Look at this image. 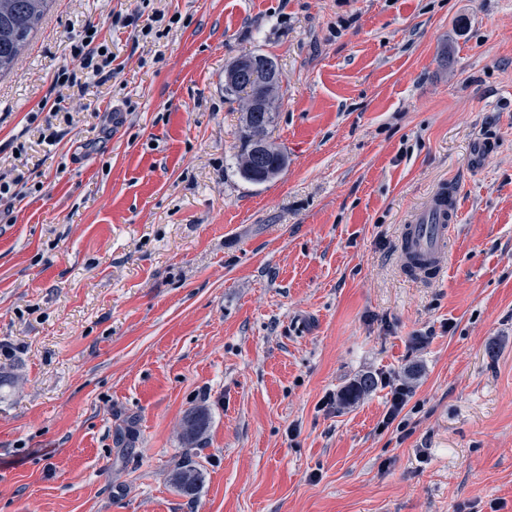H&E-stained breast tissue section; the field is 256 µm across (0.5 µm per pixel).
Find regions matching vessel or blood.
I'll return each mask as SVG.
<instances>
[{"label": "vessel or blood", "mask_w": 512, "mask_h": 512, "mask_svg": "<svg viewBox=\"0 0 512 512\" xmlns=\"http://www.w3.org/2000/svg\"><path fill=\"white\" fill-rule=\"evenodd\" d=\"M457 189L442 183L426 209L408 225L402 241L403 260L410 275L435 278L442 269V258L458 220Z\"/></svg>", "instance_id": "1"}]
</instances>
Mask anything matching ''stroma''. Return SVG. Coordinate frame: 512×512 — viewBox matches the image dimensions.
Listing matches in <instances>:
<instances>
[{
    "label": "stroma",
    "mask_w": 512,
    "mask_h": 512,
    "mask_svg": "<svg viewBox=\"0 0 512 512\" xmlns=\"http://www.w3.org/2000/svg\"><path fill=\"white\" fill-rule=\"evenodd\" d=\"M138 3L53 0L0 77V176L34 187L0 203V512H512V0H151L156 41L111 24ZM90 24L118 73L76 102ZM246 53L283 73L262 185ZM450 179L421 281L400 235ZM251 55L257 57L258 63L266 66L268 70L281 71L273 58L261 54ZM253 57L244 56L239 59L236 62L233 74L234 77H238L239 81L242 78L246 79L245 93L242 94L245 100L244 107L248 111H254L243 112V144L241 153L238 156V168L245 180L253 184H262L273 180L286 168L288 156L280 147L271 142L266 147L262 135H255L258 131L267 134L268 128L274 122V112H262L259 110L267 109L269 102L265 95L266 89L271 84V80L275 79L265 69L260 68ZM258 88H262L265 92L261 95L255 94L254 90ZM252 137L253 140L251 139ZM266 148L267 152L261 157ZM250 150L254 161L261 157L259 163L254 162L251 165H247L246 159L250 156ZM209 417L202 408L192 409L186 413L182 421L181 438L187 448L196 445L208 426ZM174 488L182 495L194 497L203 481V473L186 454L171 473Z\"/></svg>",
    "instance_id": "obj_1"
}]
</instances>
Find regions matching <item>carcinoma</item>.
<instances>
[{
  "instance_id": "carcinoma-1",
  "label": "carcinoma",
  "mask_w": 512,
  "mask_h": 512,
  "mask_svg": "<svg viewBox=\"0 0 512 512\" xmlns=\"http://www.w3.org/2000/svg\"><path fill=\"white\" fill-rule=\"evenodd\" d=\"M51 0H0V75L11 71L29 44L32 34L44 18ZM273 112L243 113L242 149L238 156L241 176L262 184L276 178L287 166L288 156L278 146L269 144L259 162L247 164L256 132H267L273 124ZM209 417L202 408L192 409L182 421L181 438L185 446L196 445L208 426ZM174 488L182 495L193 497L203 481V473L195 462L184 456L171 473Z\"/></svg>"
}]
</instances>
